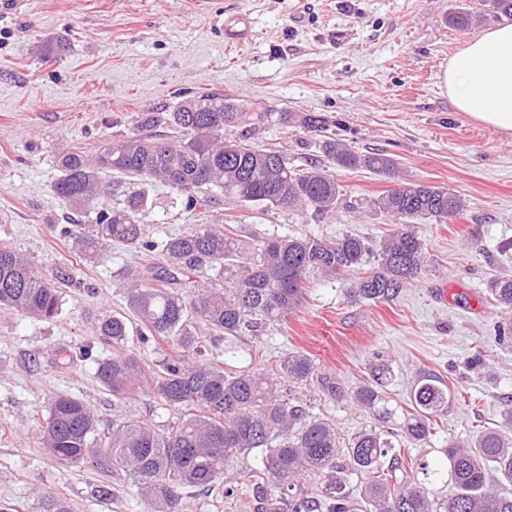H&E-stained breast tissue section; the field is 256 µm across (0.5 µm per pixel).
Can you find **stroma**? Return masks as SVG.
I'll use <instances>...</instances> for the list:
<instances>
[{
    "label": "stroma",
    "mask_w": 512,
    "mask_h": 512,
    "mask_svg": "<svg viewBox=\"0 0 512 512\" xmlns=\"http://www.w3.org/2000/svg\"><path fill=\"white\" fill-rule=\"evenodd\" d=\"M461 8L484 10V0H0V243L63 277L53 320L0 308V501L39 512L37 492L49 489L74 512H147L130 482L106 480L89 463L57 464L37 427L60 392L87 402L103 434L129 413L156 426L171 419L154 393L119 402L97 378L99 362L112 356L111 343L96 334L98 321L128 308L118 272L161 257L113 243L98 261H82L56 236V225L74 214L51 186L63 153L95 155L112 134L139 128L143 113L204 93L263 107L268 116L253 122L252 143L323 166L342 194L328 214L230 197L199 211L157 182L156 204L143 219L153 239L205 218L248 242L272 233L379 241L395 220L373 201L393 183L336 165L322 149L328 137L360 153L387 152L407 179L464 199L463 218L416 225L426 267L394 300L350 298L356 271L314 277L285 323L231 342L217 336L209 347L232 365L259 368L285 353L308 354L339 388L335 396L313 388V411L345 438L369 422L347 395L374 366L390 367L386 390L401 405L417 375L442 378L462 400L442 416L431 444L409 454L441 473L436 492L451 493L444 446L496 426L512 408V345L495 337L500 315L487 291L492 278L512 277V138L457 112L438 87L442 67L469 38L448 25ZM236 11L252 27L239 48L225 46L221 24ZM313 114L329 120L327 132L304 126ZM143 130L157 139L171 134L163 123ZM85 342L90 356L59 364L58 349ZM255 349L262 359H250ZM105 485L110 494H102Z\"/></svg>",
    "instance_id": "1"
}]
</instances>
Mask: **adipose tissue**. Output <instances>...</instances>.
Segmentation results:
<instances>
[{"instance_id":"ef3b65f1","label":"adipose tissue","mask_w":512,"mask_h":512,"mask_svg":"<svg viewBox=\"0 0 512 512\" xmlns=\"http://www.w3.org/2000/svg\"><path fill=\"white\" fill-rule=\"evenodd\" d=\"M457 111L512 136V25H495L468 39L440 75Z\"/></svg>"}]
</instances>
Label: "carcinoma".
<instances>
[{"label": "carcinoma", "mask_w": 512, "mask_h": 512, "mask_svg": "<svg viewBox=\"0 0 512 512\" xmlns=\"http://www.w3.org/2000/svg\"><path fill=\"white\" fill-rule=\"evenodd\" d=\"M487 3L480 13H450L448 25L465 32L489 20H512V0ZM249 119V107L222 94L182 96L166 114L141 117L145 127L168 124L173 139L133 131L112 136L93 158L80 151L58 158L52 191L87 219L59 225L60 238L85 260L99 257L112 242L132 251L159 249L165 258V264L143 272L127 268L120 280L139 322L140 341H163L172 354L152 375L136 357L116 356L99 364L97 377L117 399L149 387L176 417L157 428L130 415L112 423V433L101 439L98 418L87 403L59 393L38 425L42 446L61 465L88 462L131 481L150 512H175L189 488L206 494L222 489L252 512H512V409L503 412L498 427L448 443L444 453L454 492L441 500L431 489L427 463H411L425 475L419 480L409 477L396 457L398 444L415 447L434 437L438 419L453 403L438 377L418 375L407 407L398 410L384 389L388 371L379 369L373 383L349 394V402L388 428L365 427L345 442L330 418L313 413L292 393V386L314 379L326 387V377L309 356L287 353L266 371L226 369L218 358L203 357L199 326L238 337L249 328L280 322L303 304L313 274L336 278L372 258L371 270L350 294L373 303L392 300L425 266L424 243L410 224L444 223L464 210L461 197L444 187L403 181L374 201L400 221L374 248L353 234L336 240L272 235L248 244L223 225L204 222L158 243L146 237L141 222L152 207L146 191L132 190L123 180H104L110 172L144 184L158 180L185 196V206L193 209L224 195L253 206L335 209L340 185L319 166L301 167L285 150L247 143L245 134L224 139V129H245ZM323 149L342 167L385 175L397 171L396 159L383 151L358 153L333 138ZM202 188L210 195L195 197ZM192 275L201 280L194 291L183 295L173 289ZM489 293L495 305L512 311V278L495 279ZM61 299L53 277L0 243V307L51 320ZM129 323L126 315L109 313L99 321L97 335L122 347ZM252 452L259 454L260 466L240 469L224 483L226 466ZM344 472L366 476L360 492L349 487ZM307 474L321 481V494L304 489L301 479ZM38 498L43 512H72L69 502L50 490Z\"/></svg>", "instance_id": "1"}]
</instances>
